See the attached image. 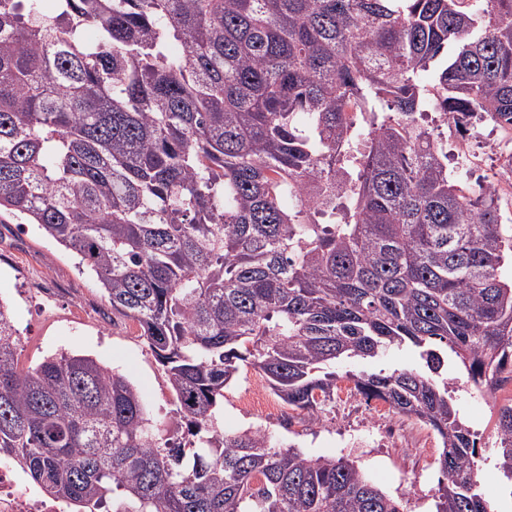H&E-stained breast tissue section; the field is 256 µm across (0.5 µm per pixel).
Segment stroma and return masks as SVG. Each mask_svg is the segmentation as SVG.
I'll return each instance as SVG.
<instances>
[{
	"label": "stroma",
	"mask_w": 512,
	"mask_h": 512,
	"mask_svg": "<svg viewBox=\"0 0 512 512\" xmlns=\"http://www.w3.org/2000/svg\"><path fill=\"white\" fill-rule=\"evenodd\" d=\"M445 135L450 171L463 175L473 187L503 180L499 154L512 151V138L497 126L486 123L469 133L451 128ZM463 147L470 163L461 161L459 150ZM0 301L9 306L21 333L20 368L36 366L61 351L89 355L125 373L151 416L170 421L174 395L137 324L113 318L97 280L79 271L69 252L17 216L0 220ZM257 377L252 367H242L235 383L225 389L221 411L225 430L260 429L279 444L296 446L314 457H350L381 489L400 499L406 512H433L441 448L426 425L410 417L393 420L385 405L368 404L357 396L346 403L328 404L316 423L285 405L272 414L241 409L240 402L252 394ZM448 377L470 426L482 439V492L493 512H512V498L503 492V476L491 448L496 406L512 401V388L498 390L497 402L492 405L473 390L458 362L449 364ZM394 421L405 429V437L378 443L379 433Z\"/></svg>",
	"instance_id": "stroma-1"
}]
</instances>
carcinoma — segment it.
I'll list each match as a JSON object with an SVG mask.
<instances>
[{
	"mask_svg": "<svg viewBox=\"0 0 512 512\" xmlns=\"http://www.w3.org/2000/svg\"><path fill=\"white\" fill-rule=\"evenodd\" d=\"M52 3L0 0V215L139 326L174 425L89 356L19 369L0 302V458L71 512H404L347 458L224 431L244 365L312 422L344 378L416 418L436 512H494L445 366L512 381V225L422 119L512 126V0ZM393 348L420 366L333 370ZM494 447L512 483V403Z\"/></svg>",
	"mask_w": 512,
	"mask_h": 512,
	"instance_id": "carcinoma-1",
	"label": "carcinoma"
}]
</instances>
